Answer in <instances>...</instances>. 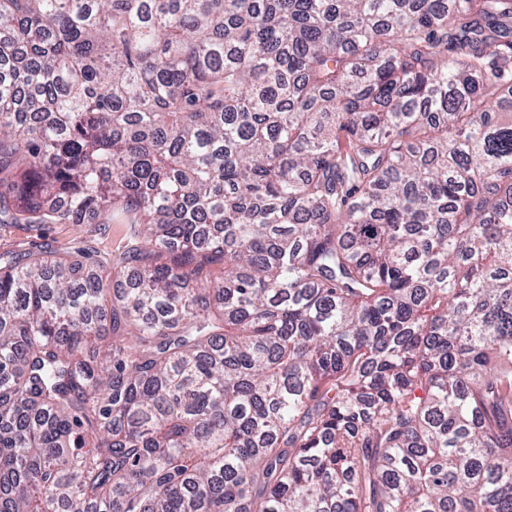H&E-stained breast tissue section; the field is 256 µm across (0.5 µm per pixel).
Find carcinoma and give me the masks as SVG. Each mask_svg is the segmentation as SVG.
Here are the masks:
<instances>
[{
  "label": "carcinoma",
  "instance_id": "carcinoma-1",
  "mask_svg": "<svg viewBox=\"0 0 512 512\" xmlns=\"http://www.w3.org/2000/svg\"><path fill=\"white\" fill-rule=\"evenodd\" d=\"M0 512H512V0H0ZM126 224H83L74 230L71 224H43L29 228L25 225L0 226V252L18 250L37 237L60 255L77 259L82 251L112 265V253L121 246L127 233Z\"/></svg>",
  "mask_w": 512,
  "mask_h": 512
}]
</instances>
